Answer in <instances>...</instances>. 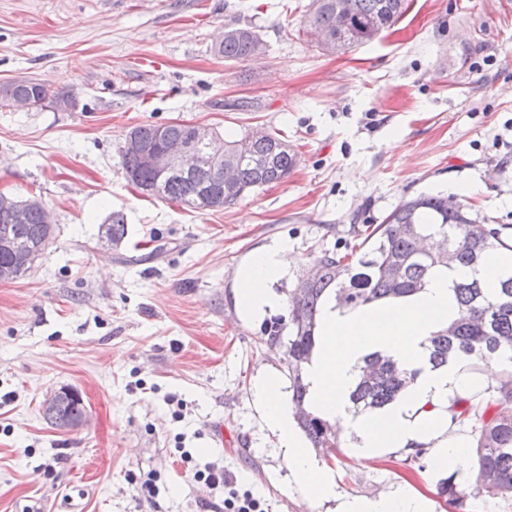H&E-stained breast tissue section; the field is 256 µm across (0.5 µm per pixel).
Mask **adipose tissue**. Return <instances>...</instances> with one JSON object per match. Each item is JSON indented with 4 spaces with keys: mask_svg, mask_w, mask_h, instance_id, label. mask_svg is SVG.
<instances>
[{
    "mask_svg": "<svg viewBox=\"0 0 512 512\" xmlns=\"http://www.w3.org/2000/svg\"><path fill=\"white\" fill-rule=\"evenodd\" d=\"M291 267L287 242L277 241L251 253L234 273V304L249 322L280 309L285 299L275 287L286 279ZM452 279L432 275L418 294L399 301H382L352 312L331 307L321 314V342L308 367L310 405L336 421L344 433L353 435L352 456L369 460L407 450L414 443L427 444L435 468L463 470L471 438L453 423L458 398L477 388L494 386L498 363L481 373L461 364L447 369L423 370L401 397L378 412L351 416L345 410L365 355L379 351L412 367H421L422 343L432 332L447 325L452 316ZM253 395L266 424L277 431L284 459L300 483L311 493L330 495L334 484L305 450L293 427L294 408L287 403L276 373L261 370ZM342 512H432L422 495L402 488L374 498H350Z\"/></svg>",
    "mask_w": 512,
    "mask_h": 512,
    "instance_id": "1",
    "label": "adipose tissue"
}]
</instances>
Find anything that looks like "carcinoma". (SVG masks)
Wrapping results in <instances>:
<instances>
[{
    "instance_id": "obj_1",
    "label": "carcinoma",
    "mask_w": 512,
    "mask_h": 512,
    "mask_svg": "<svg viewBox=\"0 0 512 512\" xmlns=\"http://www.w3.org/2000/svg\"><path fill=\"white\" fill-rule=\"evenodd\" d=\"M408 10V0H353V15L344 20L336 14L334 0H312L304 29L313 40L329 36L338 51L368 44L394 28ZM264 50L259 35L249 29L232 27L213 48L226 61H246ZM17 98L41 106L71 101L68 91L52 90L31 80H10L0 84V108ZM193 126L182 122L144 124L133 128L127 138L162 147L169 139H188ZM224 152L238 157L233 193L213 184L209 171L217 155L212 142L194 143L190 164L166 173L142 165L139 156L121 149V164L128 181L148 197L178 203L194 210H218L245 194L288 178L296 156L288 141L276 132L256 138L245 133L224 142ZM50 234L42 207L31 204L23 220L0 211V238L8 236L11 249H0V268L13 263L14 253H36ZM117 245L125 234L124 216L111 215L105 231ZM363 237L359 250L340 255L324 251L311 260L297 281L310 279L305 291H286L288 318L272 322L267 340L286 343L288 392L295 406L303 407L297 424L315 448L339 447L337 429L308 405L307 365L320 341L319 319L326 305L357 309L388 298L408 297L424 287L438 270H448V253L456 254L455 264L469 268L473 276L452 280L455 313L448 326L432 333L425 345L424 367L408 370L392 358L374 353L366 357L359 382L349 397L347 409L353 414L381 411L417 378L423 368L431 371L464 360L473 366L490 361L512 364V263H505L489 288L478 276L479 266L490 252H512V242L497 228L479 224L468 204L448 211L446 198L421 193L402 200L380 224L356 231ZM288 336H282L283 329ZM495 413L488 418L479 405L467 398L455 403L452 421L471 426L476 442L477 476L492 494H512V369L501 373L490 395ZM87 413L83 399H73L47 420L58 428H68ZM438 494L450 505L461 501L456 474L438 484Z\"/></svg>"
}]
</instances>
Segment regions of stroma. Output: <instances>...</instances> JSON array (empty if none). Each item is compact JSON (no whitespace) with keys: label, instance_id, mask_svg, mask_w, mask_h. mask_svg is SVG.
<instances>
[{"label":"stroma","instance_id":"1","mask_svg":"<svg viewBox=\"0 0 512 512\" xmlns=\"http://www.w3.org/2000/svg\"><path fill=\"white\" fill-rule=\"evenodd\" d=\"M308 2L0 0V82L73 94L65 111L0 108V193L53 218L34 270L0 282V512H224L223 488L195 477L213 465L266 512H337L403 483L434 512H512L511 496L470 491L475 459L455 507L442 472L403 451L337 449L320 460L335 496L311 495L253 401L259 367L284 376L288 363L234 304L251 251L292 246L282 292L321 251L357 248L354 225L452 188L512 237V0H412L395 30L334 55L303 29ZM230 26L255 30L265 53L214 55ZM176 120L228 140L276 131L296 165L216 211L144 196L122 169L125 136ZM116 211L127 235L107 248ZM63 386L89 411L80 428L43 417ZM214 423L230 446L213 445Z\"/></svg>","mask_w":512,"mask_h":512}]
</instances>
